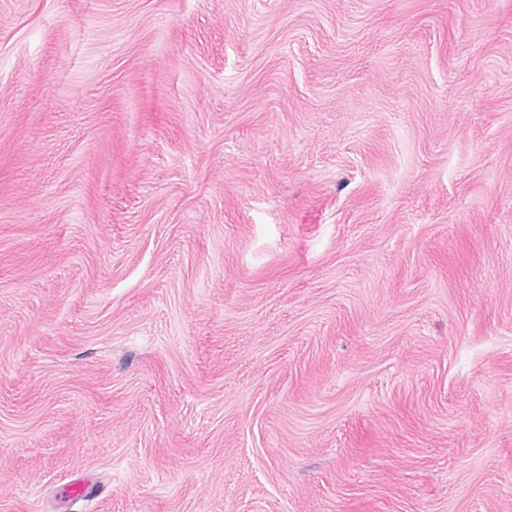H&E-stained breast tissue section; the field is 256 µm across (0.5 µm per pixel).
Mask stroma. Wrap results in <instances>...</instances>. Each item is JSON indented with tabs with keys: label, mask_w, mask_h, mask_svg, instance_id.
Instances as JSON below:
<instances>
[{
	"label": "stroma",
	"mask_w": 512,
	"mask_h": 512,
	"mask_svg": "<svg viewBox=\"0 0 512 512\" xmlns=\"http://www.w3.org/2000/svg\"><path fill=\"white\" fill-rule=\"evenodd\" d=\"M0 512H512V0H0Z\"/></svg>",
	"instance_id": "35a3bbf8"
}]
</instances>
